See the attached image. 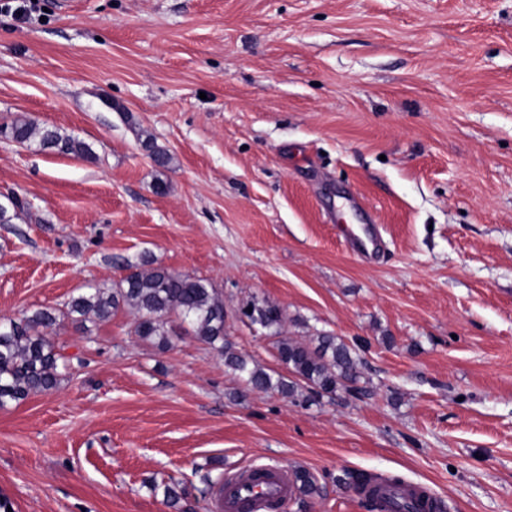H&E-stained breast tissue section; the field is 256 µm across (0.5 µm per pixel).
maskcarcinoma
<instances>
[{"instance_id": "1", "label": "carcinoma", "mask_w": 512, "mask_h": 512, "mask_svg": "<svg viewBox=\"0 0 512 512\" xmlns=\"http://www.w3.org/2000/svg\"><path fill=\"white\" fill-rule=\"evenodd\" d=\"M0 137L23 145H36L42 150L91 159L94 153L87 143L49 126L39 127L25 117L0 126ZM159 167L171 162L170 155L150 139L143 141ZM137 313L133 326L135 335L143 339L159 338L167 346L176 335L172 321L179 329L224 353L228 368L239 375L246 388L259 391H277L295 396L305 384L317 396H332L359 379L360 358L352 346L332 335H320L309 341L280 337L284 321L281 309L268 302L252 300L240 308L241 315L250 324L258 325L276 338L277 357L291 377L249 365L226 339V312L224 301L212 283L189 274L173 273L157 265L148 270L128 267V273L115 288L106 291L90 288L73 297L66 310L41 309L8 325L0 327V407L17 403L32 393L47 392L57 387L60 380L59 361L63 359L47 336V330L66 319L85 321L93 315L108 319L122 307ZM294 480L300 492L313 495L319 491L316 477L305 469L294 470ZM370 506L384 512H436L434 502L419 496L408 500H385Z\"/></svg>"}]
</instances>
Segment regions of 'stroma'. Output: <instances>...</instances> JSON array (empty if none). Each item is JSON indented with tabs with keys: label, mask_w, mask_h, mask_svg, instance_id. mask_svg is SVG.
<instances>
[{
	"label": "stroma",
	"mask_w": 512,
	"mask_h": 512,
	"mask_svg": "<svg viewBox=\"0 0 512 512\" xmlns=\"http://www.w3.org/2000/svg\"><path fill=\"white\" fill-rule=\"evenodd\" d=\"M36 4L0 9V124L95 157L0 139V204H24L0 222V321L149 259L209 279L254 364L284 370L238 312L265 300L363 366L291 399L195 336H135L129 309L64 322L59 386L0 409V512H208L209 483L276 462L320 487L290 512H372L347 472L512 512V0ZM348 224L378 225L375 259ZM0 137L23 145L35 144L42 150H51L58 154L86 159L94 157L92 148L84 141L63 135L54 127H39L22 116L13 119L10 124L0 126ZM346 246L353 254L367 259L380 246L378 227L362 224L358 231L343 229Z\"/></svg>",
	"instance_id": "1"
}]
</instances>
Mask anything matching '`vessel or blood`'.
<instances>
[{"label": "vessel or blood", "mask_w": 512, "mask_h": 512, "mask_svg": "<svg viewBox=\"0 0 512 512\" xmlns=\"http://www.w3.org/2000/svg\"><path fill=\"white\" fill-rule=\"evenodd\" d=\"M349 251L368 258L380 246L378 227L361 225L344 230ZM294 489L287 467L278 464L253 465L225 482L210 500V512H288Z\"/></svg>", "instance_id": "vessel-or-blood-1"}]
</instances>
